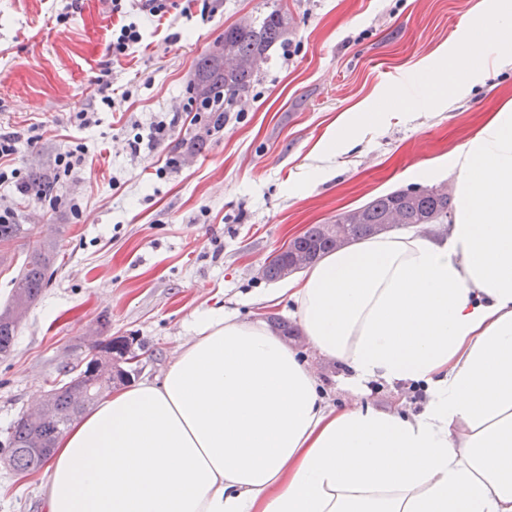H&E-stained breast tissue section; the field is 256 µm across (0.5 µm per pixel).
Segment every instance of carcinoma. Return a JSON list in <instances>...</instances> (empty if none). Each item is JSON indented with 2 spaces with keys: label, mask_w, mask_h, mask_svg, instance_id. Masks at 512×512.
Wrapping results in <instances>:
<instances>
[{
  "label": "carcinoma",
  "mask_w": 512,
  "mask_h": 512,
  "mask_svg": "<svg viewBox=\"0 0 512 512\" xmlns=\"http://www.w3.org/2000/svg\"><path fill=\"white\" fill-rule=\"evenodd\" d=\"M288 27V9L276 4L254 19L224 28V50L237 59L238 64H230L225 57L212 52L197 60L192 99L195 111L209 113V121L218 127L224 124V113L249 90L268 59V51L285 42ZM451 210L452 199L444 187L413 186L378 196L360 208L336 215V219L327 224L310 225L290 240L288 252L268 257L260 270L261 277L275 281L287 276V257L294 253L308 256L314 262L340 248L338 239L341 237L354 242L389 231L393 224H442L450 217ZM25 234L22 224H0V245H10ZM54 260L52 241L43 239L32 246L15 279L9 305L0 312L1 357L8 355L14 345L19 325L15 312L28 311L39 298L51 276ZM267 321L281 336L298 335V330L288 320L275 313L269 314ZM130 339L137 342L140 351H145V344L135 336L99 339L80 363L65 371L67 379L49 390L42 416L34 418L26 412L14 422L5 448L15 473L28 476L40 470L48 459L47 452L54 448L71 421L99 401L102 387L115 388L134 380L137 365L118 368L114 364Z\"/></svg>",
  "instance_id": "carcinoma-1"
}]
</instances>
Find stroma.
I'll return each mask as SVG.
<instances>
[{"instance_id":"obj_1","label":"stroma","mask_w":512,"mask_h":512,"mask_svg":"<svg viewBox=\"0 0 512 512\" xmlns=\"http://www.w3.org/2000/svg\"><path fill=\"white\" fill-rule=\"evenodd\" d=\"M482 0H288V38L270 51L256 81L221 131L184 109L198 58L229 24L274 0H170L167 20L146 27L143 47L121 60L108 52L111 0H81L70 20L61 0H0V133L15 135L21 179L51 174L73 143L83 169L55 186L77 210H52L34 193L0 185L24 239L0 247V311L29 246L54 237L59 259L26 312L8 356L0 357V443L19 415L84 358L96 336H135L149 351L140 379L162 377L197 318L225 308L266 317L255 297L276 290L261 279L266 258L309 225L410 187L413 173L447 160L512 103V66H487L455 103L416 112L422 76L465 34ZM131 88L100 102L102 86ZM381 114L356 146L331 161L321 149L342 115ZM96 122L78 127L75 112ZM174 112L169 140L132 158L137 128ZM175 158L157 176L159 159ZM411 382L369 385L366 402L412 407ZM45 472L23 477L0 466V512H43Z\"/></svg>"}]
</instances>
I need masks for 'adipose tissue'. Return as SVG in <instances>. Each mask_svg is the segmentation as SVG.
I'll use <instances>...</instances> for the list:
<instances>
[{"label": "adipose tissue", "mask_w": 512, "mask_h": 512, "mask_svg": "<svg viewBox=\"0 0 512 512\" xmlns=\"http://www.w3.org/2000/svg\"><path fill=\"white\" fill-rule=\"evenodd\" d=\"M466 27L428 85L479 75L512 41V0ZM452 163L444 231L359 240L281 290L352 405L262 319L208 312L161 379L58 439L44 512H512V106ZM376 381L421 384L420 410L358 402Z\"/></svg>", "instance_id": "adipose-tissue-1"}]
</instances>
